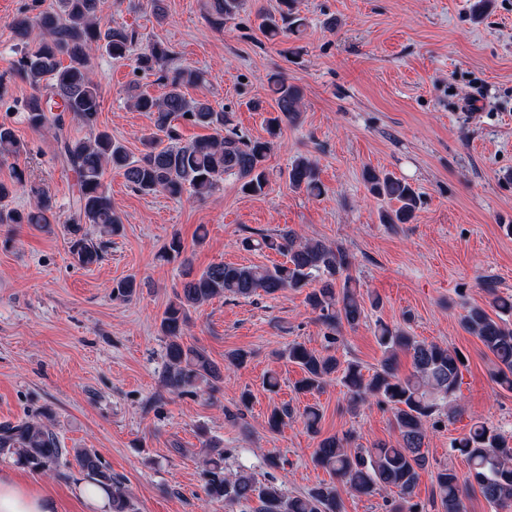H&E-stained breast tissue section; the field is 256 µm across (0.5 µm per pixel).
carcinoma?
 Here are the masks:
<instances>
[{"instance_id":"1","label":"carcinoma","mask_w":512,"mask_h":512,"mask_svg":"<svg viewBox=\"0 0 512 512\" xmlns=\"http://www.w3.org/2000/svg\"><path fill=\"white\" fill-rule=\"evenodd\" d=\"M245 2L208 0L209 22L223 27L224 20L238 14ZM106 3L107 0H53L35 15L22 12L12 21L15 39L23 47L29 46L32 32H37L34 49L23 52L13 75L31 89L23 104L27 123L37 131L52 132L56 153L75 174L77 190L68 217L69 249L83 267L96 265L102 258V247L90 241L83 225L91 224L103 234L114 235L122 224L103 181L106 169L122 173L130 187L142 195L162 193L180 198L189 191L203 201L219 188L224 177L234 176L241 192L262 196L271 183L266 162L274 139L282 124H297L301 114V89L284 76L273 75L269 82L275 109L266 119L269 138L245 136L233 125L230 113L186 93L188 87L200 82V73L168 65L170 51L162 43L153 42L138 54L137 69L158 75L165 91L155 96L136 89L130 95L131 105L147 113L153 126V131L142 139L140 154H131L110 134L97 130L101 96L91 78L92 61L99 54L123 59L135 42V33L126 27L101 25ZM256 17L259 28L271 40L290 34L298 36L305 27L304 19L294 11V0H280L277 16L259 10ZM178 120L209 129L211 134L183 144ZM74 122L86 128L89 136L71 137L69 127ZM24 150L13 128L1 121L0 159ZM287 178L292 189L311 196L322 193L317 165L307 157L298 156L289 164ZM363 180L370 194L397 204V208L381 213L382 223L408 224L414 219L420 195L409 182L374 169L366 170ZM25 184L24 173L19 170L14 171L13 184L0 182V224L51 223L54 205L45 195L23 212L4 205L16 187ZM240 245L248 251L282 254L286 262L271 267L218 262L196 272L189 259L181 258L185 246L178 234H172L161 249L164 259H181L183 276L181 288L159 324L160 333L166 338L163 381L172 392L183 393L200 385L211 394L218 390L217 382L223 379L220 367L205 350L183 341L190 311L215 298H249L260 292L275 295L316 282L319 287L307 294V303L328 329L334 331L344 324L354 328L366 318L364 300L349 274L350 255L344 249L302 238L290 228L246 237ZM139 288L136 278L130 276L112 287V297L129 300ZM492 307V315L480 306L469 308L461 325L493 356V380L512 390V298L496 295ZM375 338L384 359L369 376L355 361L343 363L333 354H322L301 343L290 345L277 356L287 358L303 371L297 390L319 391L338 373L351 408L372 398L392 414L395 442H377L370 448L351 451L349 434L323 438L313 452V463L360 495L396 493L391 512H429L424 504L414 501L420 471L428 463L422 448L428 426L440 423L441 410L457 408V390L466 362L460 360V350L456 348L419 340L409 331L381 321L376 324ZM400 352L412 358L413 371L405 377L399 376L395 367ZM451 449L466 460L468 469L462 475L448 468L438 471L431 506H440L442 512H466L464 499L476 487L495 512L512 509V435L507 437L496 427L477 420L468 433L454 440ZM0 451L16 453L18 461L37 471L53 469L72 453L86 476L112 491V512H128L125 492L116 487L112 472L98 456L83 448L69 451L60 447L54 433L41 420L0 425ZM206 455L204 464L210 466L211 478L205 486V496L211 502L239 504L256 497L260 502L258 512H341V499L334 484H319L301 495H290L275 483L258 488L247 474L234 479L224 476V450L209 447Z\"/></svg>"}]
</instances>
